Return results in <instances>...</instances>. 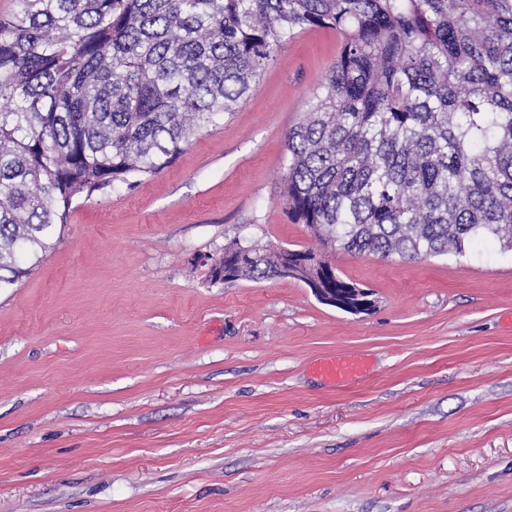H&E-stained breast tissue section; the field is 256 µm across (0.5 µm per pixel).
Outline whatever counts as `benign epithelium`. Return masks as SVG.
Segmentation results:
<instances>
[{"label": "benign epithelium", "instance_id": "obj_1", "mask_svg": "<svg viewBox=\"0 0 512 512\" xmlns=\"http://www.w3.org/2000/svg\"><path fill=\"white\" fill-rule=\"evenodd\" d=\"M281 278L296 280L310 288L317 299L329 306L336 307L353 315H368L374 309V303L363 300L369 290L364 288H347L337 290L325 288L322 282L336 279V270L319 266V258L311 249H300L298 254L288 256L280 269Z\"/></svg>", "mask_w": 512, "mask_h": 512}]
</instances>
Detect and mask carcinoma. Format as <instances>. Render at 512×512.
Returning <instances> with one entry per match:
<instances>
[{"label": "carcinoma", "mask_w": 512, "mask_h": 512, "mask_svg": "<svg viewBox=\"0 0 512 512\" xmlns=\"http://www.w3.org/2000/svg\"><path fill=\"white\" fill-rule=\"evenodd\" d=\"M0 18V288L77 199L135 187L244 102L275 53L340 52L289 128L281 197L325 246L378 259L512 251V0H13ZM233 240L211 272L281 278Z\"/></svg>", "instance_id": "1"}]
</instances>
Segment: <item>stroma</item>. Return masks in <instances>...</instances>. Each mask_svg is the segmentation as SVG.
I'll return each instance as SVG.
<instances>
[{
  "label": "stroma",
  "instance_id": "35a3bbf8",
  "mask_svg": "<svg viewBox=\"0 0 512 512\" xmlns=\"http://www.w3.org/2000/svg\"><path fill=\"white\" fill-rule=\"evenodd\" d=\"M338 48L288 41L175 164L74 201L0 291V512H512V252L381 261L286 214V135ZM235 239L314 250L376 308L213 280ZM342 356L371 369H313ZM367 369V361L356 357L324 359L317 362L314 366V370L318 375L333 383L352 381L367 371Z\"/></svg>",
  "mask_w": 512,
  "mask_h": 512
}]
</instances>
